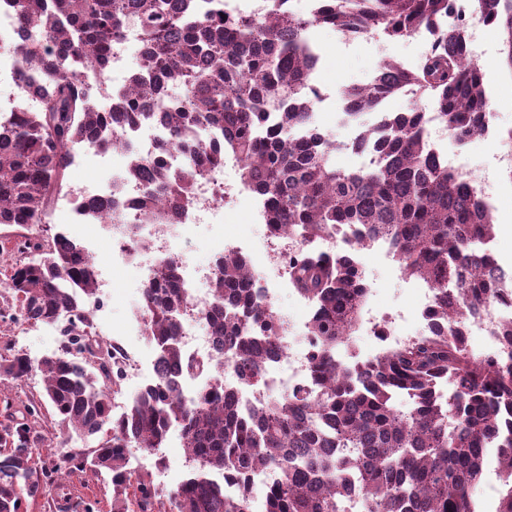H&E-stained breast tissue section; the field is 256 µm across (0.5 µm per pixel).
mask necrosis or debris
<instances>
[{
    "label": "necrosis or debris",
    "mask_w": 512,
    "mask_h": 512,
    "mask_svg": "<svg viewBox=\"0 0 512 512\" xmlns=\"http://www.w3.org/2000/svg\"><path fill=\"white\" fill-rule=\"evenodd\" d=\"M165 131L158 126L142 128L125 136L116 148H92L96 157H130L139 156L145 159L154 156L158 143L164 138ZM241 162L235 155L228 154L218 168L206 172L197 182L194 201L191 207L182 213L173 224H155L144 220L131 204L137 191L127 180L115 178L107 186H86L84 196L111 199L116 207L103 217L77 214L73 223L77 231L94 230L100 237L112 242V260L116 263H136L143 252L155 254L156 259L149 267L148 279H156L163 268L164 257L173 255L178 261L179 282L194 297L198 306H205L209 292L208 284L218 273L215 262L205 266L195 264L185 255H174L173 249L180 233L189 227L201 224L214 225L224 216L227 209L249 188L240 177ZM315 249L325 253L346 252L352 259L358 260L363 249H371L386 259H394L391 244L382 238L372 239L369 246H361L358 240L357 227L353 224L338 225L336 231L314 241ZM301 241L285 231L266 232L262 250V265L267 274L262 278H254V291L262 302H272L277 291L288 283V269L291 259L299 253ZM363 282H370L372 275L366 265L357 267ZM275 273V280H268V273ZM405 317L403 313L377 311L371 303H364L361 312L363 335L373 337L376 348L392 350L407 342L408 337L401 329ZM181 347L187 358L208 359L221 363L224 370L225 386H240L242 398L252 405L264 403L270 393H287L289 388L306 380L309 376L308 347L286 346L283 352L272 359L267 366L263 386L257 388L241 387L240 378L227 355L215 343L213 333L199 332L195 317L188 316L183 320L180 330Z\"/></svg>",
    "instance_id": "obj_1"
}]
</instances>
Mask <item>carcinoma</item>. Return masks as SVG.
Here are the masks:
<instances>
[{
	"instance_id": "cac0c4a2",
	"label": "carcinoma",
	"mask_w": 512,
	"mask_h": 512,
	"mask_svg": "<svg viewBox=\"0 0 512 512\" xmlns=\"http://www.w3.org/2000/svg\"><path fill=\"white\" fill-rule=\"evenodd\" d=\"M312 2L306 15L293 12L290 0H265L263 13L228 19L224 0H0L21 34L10 45L20 64L17 91L41 98L38 109L17 105L0 124V225L49 226L52 207L72 196L68 173L78 151L105 149L117 131L158 124L166 137L156 155L132 158L126 171L141 184L137 207L145 218L174 222L192 205L198 177L234 154L241 179L266 203L271 231L310 242L338 224H359L369 237L388 239L405 272L433 289L432 330L369 363L339 361L336 350L351 341L366 288L346 254L303 249L289 282L314 310L310 380L249 406L224 388L217 365L184 357L179 331L193 298L169 259L143 288L139 309L161 372L114 419L112 357L86 310L98 291L96 263L63 231L40 233L25 242L26 258L11 260L6 292L25 321L66 320L63 335L88 345L89 361L64 348L37 365L40 399L51 408L53 431L100 438L48 482L36 452L45 435L25 422L1 426L0 512H28L38 499L53 508L63 481L77 472L108 480L112 512H254L248 474L258 469L275 474L262 489L264 512H348L354 501L362 512H480L472 493L489 448L502 477L495 512H512V321L496 326L499 359L471 353L464 335L471 316L504 299L488 248L493 219L477 189L440 162L417 108L362 130L359 152L371 160L353 171L332 165L336 144L324 135H297L317 96L311 71L319 55L309 39L316 26L432 35L416 70L384 59L369 84L344 90L351 119L404 89L430 90L449 134L466 142L488 112L481 65L465 51L464 28H444L453 0ZM472 5L499 32L501 60L512 70V0ZM131 17L138 66L114 90L104 74L112 40ZM90 57L103 75L94 91L78 69ZM32 72L44 83L31 82ZM173 86L181 88L176 99ZM172 152L183 156L178 168L166 162ZM251 277L243 256L224 255L202 319L246 385L259 387L282 346L280 323L252 294ZM31 371L26 355H0L4 401L9 385ZM179 372L202 381L195 398L180 396ZM174 428L189 472L164 501L149 475L129 468L126 449L155 451ZM217 474L238 482V491L224 492Z\"/></svg>"
}]
</instances>
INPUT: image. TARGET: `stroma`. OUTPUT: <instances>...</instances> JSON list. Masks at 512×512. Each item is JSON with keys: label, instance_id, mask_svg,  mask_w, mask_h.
Listing matches in <instances>:
<instances>
[{"label": "stroma", "instance_id": "35a3bbf8", "mask_svg": "<svg viewBox=\"0 0 512 512\" xmlns=\"http://www.w3.org/2000/svg\"><path fill=\"white\" fill-rule=\"evenodd\" d=\"M311 40L318 46L320 61L314 74L324 98L314 106L313 121L321 133L331 140L342 143L348 140L354 128L343 116L342 94L345 88L368 83L374 75L378 62L390 58L404 68L413 70L421 63L431 48L427 35L416 34L391 38L374 32L352 38L329 27H316L310 32ZM501 41L495 28L483 33L484 56L481 66L488 94V111L492 122L501 130H512V74L501 67ZM443 150L461 151L468 154L479 171L485 172L494 163L496 155L512 152V142L489 141L480 137L466 144H458L452 137H444ZM495 256L500 263L512 262V182L503 181L502 191L493 211ZM89 251L98 266H109L110 283L96 295L101 305L100 312L93 317L97 334L106 339L121 340L135 361V370L115 387L114 396L129 402L132 394L148 383L150 365L155 355V346L144 334L137 320L141 303V283L145 270L138 265H113L106 244L93 243ZM364 262L375 274L373 288L379 311L401 310L407 316L404 331L417 335L420 322L417 303L410 285L399 279L392 271V263L374 252L363 254ZM59 333L56 327L32 326L16 320L15 309L5 298L0 297V354L21 351L31 361L57 352ZM67 491L73 496L69 512H85L93 507L95 512H110L112 490L103 479L73 474L67 482Z\"/></svg>", "mask_w": 512, "mask_h": 512}]
</instances>
